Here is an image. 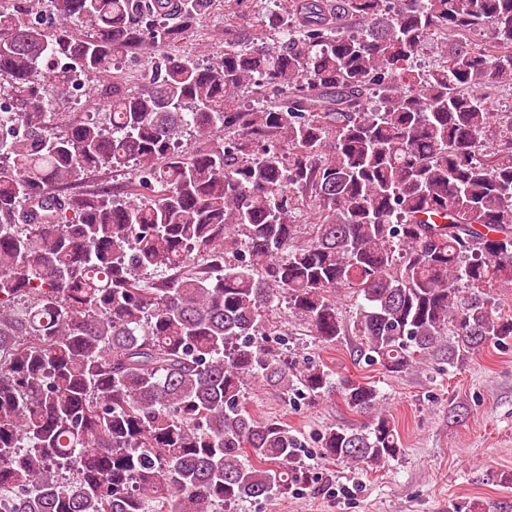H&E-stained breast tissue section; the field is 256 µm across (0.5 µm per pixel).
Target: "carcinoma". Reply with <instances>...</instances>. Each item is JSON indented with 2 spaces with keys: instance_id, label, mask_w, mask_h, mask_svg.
Segmentation results:
<instances>
[{
  "instance_id": "carcinoma-1",
  "label": "carcinoma",
  "mask_w": 512,
  "mask_h": 512,
  "mask_svg": "<svg viewBox=\"0 0 512 512\" xmlns=\"http://www.w3.org/2000/svg\"><path fill=\"white\" fill-rule=\"evenodd\" d=\"M210 2L47 0L45 25L40 0H0V512L296 491L306 447L248 409L250 379L370 415L326 429V457L395 458L374 386L259 341L283 300L393 373L447 335L450 367L512 339L492 297L512 286V108L489 107L512 90V0H251L277 43L199 64L175 48ZM78 72L108 95L95 118L54 109ZM101 170L132 176L83 189Z\"/></svg>"
}]
</instances>
